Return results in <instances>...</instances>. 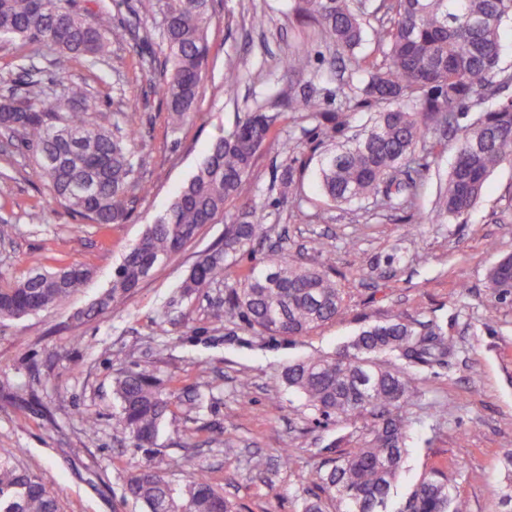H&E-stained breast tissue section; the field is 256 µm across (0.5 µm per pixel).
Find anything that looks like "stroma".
<instances>
[{"mask_svg":"<svg viewBox=\"0 0 512 512\" xmlns=\"http://www.w3.org/2000/svg\"><path fill=\"white\" fill-rule=\"evenodd\" d=\"M211 46L207 88L195 121L173 127L152 73L135 41L112 45L107 63L76 59L71 79L97 100V120L132 126L139 175L151 187L133 204L129 223L107 230L55 201L24 152L0 151V279L29 270L81 263L93 272L69 302L18 320L0 322V455L41 475L56 492L61 512H143L125 497L135 466L151 462L176 483L204 467L236 512H303L318 494V476L349 451L364 419L320 424L303 400L281 386L289 363L334 354L364 325L401 315L447 330L452 353L417 369L420 396L410 406L408 453L398 496L430 471H439L467 512H501V460L512 451V303L499 302L486 269L512 254V167L490 176L465 224H426L402 214L373 216L325 204L315 166L319 144L311 122L289 111L288 100L309 90L339 110L333 50L318 29L302 23L291 0H215L207 32ZM307 52L308 70L287 74L286 54ZM36 65L48 78L49 57H32L27 45L0 39V83L21 84L22 69ZM242 80L224 86V69ZM277 115L286 136L257 159L255 200L272 242L314 264L329 255L346 306L335 320L305 336L257 333L241 321L218 320L223 283L191 296L178 285L197 256L224 235L223 223L201 228L196 239L158 265L124 308L88 322L75 319L112 283L127 250L163 213L196 169L209 144L245 113ZM306 164L289 204H281L273 176L290 158ZM41 213L30 223L31 210ZM306 220H298L297 210ZM149 365L180 395L202 393L200 409L176 408L150 449L130 445L117 421L112 380ZM249 388H241L242 378ZM97 421L88 428L86 417ZM292 455L284 464L281 450Z\"/></svg>","mask_w":512,"mask_h":512,"instance_id":"stroma-1","label":"stroma"}]
</instances>
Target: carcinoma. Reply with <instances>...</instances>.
Instances as JSON below:
<instances>
[{"mask_svg":"<svg viewBox=\"0 0 512 512\" xmlns=\"http://www.w3.org/2000/svg\"><path fill=\"white\" fill-rule=\"evenodd\" d=\"M156 20L164 61L157 90L173 123L196 116L207 80L210 48L206 33L214 0H139ZM294 14L317 26L353 66L357 78L338 89L344 110L329 112L310 94L301 99L310 120L329 145L318 155L321 195L333 206L395 211L422 223L465 224L484 193L490 174L512 166V68L501 64L500 29L512 17V0H293ZM120 36L112 12L91 10L81 0H0V39L21 38L35 51L54 54V78L37 96L13 89L0 107V130L26 152L53 198L101 227L124 224L138 197L150 187L133 161L132 133L109 130L93 119L89 90L71 82L70 62L106 61ZM372 37L373 56L356 50ZM288 73L308 70L309 55L284 58ZM366 120L349 132L347 113ZM277 116L249 112L216 137L206 156L181 185L165 214L147 226L115 270L112 284L76 318L121 308L155 268L193 241L206 224L225 216L224 238L201 255L182 281L190 296L224 277L238 256L265 240L253 202V167L272 139ZM454 146V161L441 178L427 215L419 204L420 182L398 172H427ZM280 199L288 200L297 170L288 163L276 177ZM245 206L226 215L236 200ZM278 270L276 286L262 276ZM323 261L309 267L278 247L262 267H252L227 285L219 319H239L261 334L303 336L336 318L344 293ZM90 269L73 264L53 272L33 270L0 283V322L35 315L66 303L90 279ZM487 282L502 303L512 299V263L504 256L487 270ZM452 350L443 328L416 325L395 315L362 327L337 355L310 356L288 365L279 380L301 393L315 415L336 421L367 419L354 448L319 475L329 500L343 512H463L446 480L423 477L406 499L389 510L406 453V408L418 398L415 366H430ZM403 360L398 368L392 359ZM112 394L118 422L136 448H150L173 408L176 390L161 386L153 371L138 366L117 374ZM508 482L500 504L512 512V451L504 457ZM126 494L146 512H232L231 503L199 471L175 484L149 464L133 470ZM0 512H60L59 500L37 473L0 456Z\"/></svg>","mask_w":512,"mask_h":512,"instance_id":"obj_1","label":"carcinoma"}]
</instances>
